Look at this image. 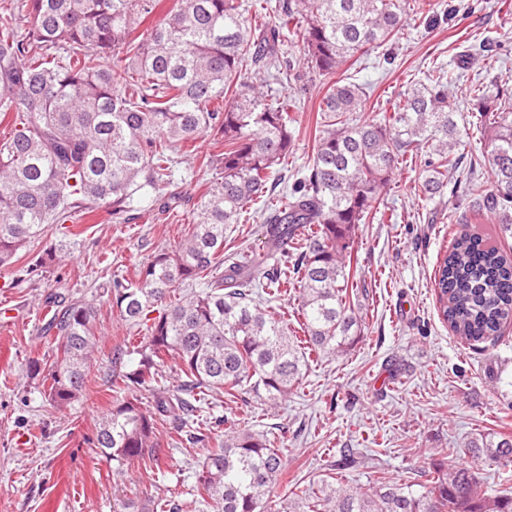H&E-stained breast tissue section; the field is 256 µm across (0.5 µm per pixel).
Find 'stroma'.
<instances>
[{
    "label": "stroma",
    "mask_w": 512,
    "mask_h": 512,
    "mask_svg": "<svg viewBox=\"0 0 512 512\" xmlns=\"http://www.w3.org/2000/svg\"><path fill=\"white\" fill-rule=\"evenodd\" d=\"M428 16L409 17L391 60L371 56L353 69L367 99L361 119L390 111L407 79L443 70L454 82L455 120L472 122V91L479 78L496 76L512 92V0H430ZM321 87L301 97L296 149L282 172L292 184L311 157ZM213 137L197 143V157L183 158L170 186V203L136 192L129 224L115 223L108 207L72 213L65 225H48L20 258L0 268V303L18 316L0 324V512H119L130 498L153 504L182 501L197 492L198 460L204 447H172L178 422L160 428L167 447L153 470L144 460L126 466L123 478L89 447L96 422L112 408L113 376L138 367L131 348L140 341L103 291L114 276L133 277L162 248L178 245L195 204L218 172L202 155L218 153ZM417 174L404 170L380 204L383 212L360 225L355 246L359 280L352 300L364 330L346 355L311 361L300 385L276 408L249 398L233 408L224 395L209 396L214 415L255 432L285 437L286 469L273 488L274 501L292 488L318 490L329 477L364 486L377 476L414 485L419 473L447 450L469 463V441L498 434L512 437V325L501 335L462 342L439 314L434 271L448 252L467 194L465 182L449 180L440 196L423 201ZM248 220L230 225L225 252H250L265 244L269 210L252 205ZM65 244L59 264L29 276L30 261ZM81 297L98 311L94 358L83 394L57 409L45 401L43 378L32 379L28 362L56 357L47 328V297ZM356 452L343 465L344 449Z\"/></svg>",
    "instance_id": "obj_1"
}]
</instances>
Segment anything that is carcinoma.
Wrapping results in <instances>:
<instances>
[{
  "instance_id": "1",
  "label": "carcinoma",
  "mask_w": 512,
  "mask_h": 512,
  "mask_svg": "<svg viewBox=\"0 0 512 512\" xmlns=\"http://www.w3.org/2000/svg\"><path fill=\"white\" fill-rule=\"evenodd\" d=\"M26 0L28 26L0 13V117L20 113L0 137V267L63 224L76 209L112 206L132 220L129 201L142 190L166 195L178 154L195 152L206 133L224 146V176L199 197L191 228L175 249H161L136 272L115 277L108 300L120 318L145 327L134 347L139 368L112 379L118 395L87 442L120 475L124 467L163 452L157 436L165 414L180 422L185 441L209 439L202 426L206 391L229 403L249 396L271 407L302 379L311 357L343 355L361 336L362 318L348 293L357 260L356 231L376 219L380 197L409 164H419L423 200L448 185L470 151L453 119L455 101L441 75L410 81L392 111L358 121L366 94L340 75L358 58L389 51L415 0H254L246 19L241 0ZM300 33L298 52L279 46ZM99 62L90 65L87 59ZM329 77L312 156L284 194L276 176L296 146V93ZM287 79L295 92L265 88ZM472 111L493 128L486 159L491 186L470 183L471 215L512 237V97L495 80L473 99ZM278 208L266 229L269 252L295 244L292 275L267 269L268 255L224 254V230L241 223L249 205ZM223 272H218L219 268ZM261 280L275 293L298 291L303 336L279 308L252 297ZM192 291L175 299L180 286ZM440 313L472 343L500 335L512 322V260L478 232L456 233L435 272ZM58 339L44 395L70 405L86 386L96 346V308L72 300L54 312ZM174 364L175 385L155 410L135 394L152 372ZM284 437L224 429V441L198 461V484L217 512H265L285 470ZM474 465L448 463V452L421 471L422 492L378 477L366 487L326 484L288 497L277 512H512V495L488 486L477 464L512 473V438L467 444Z\"/></svg>"
}]
</instances>
